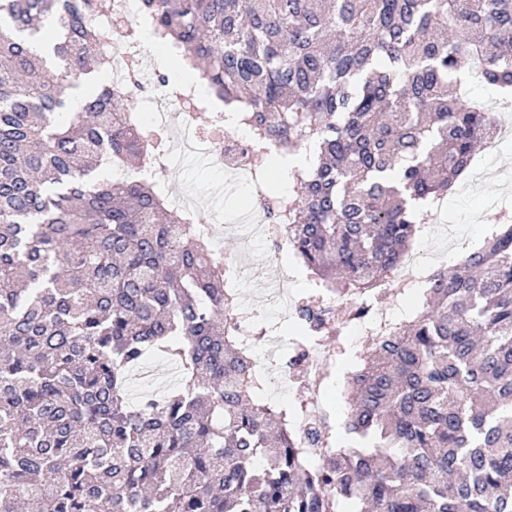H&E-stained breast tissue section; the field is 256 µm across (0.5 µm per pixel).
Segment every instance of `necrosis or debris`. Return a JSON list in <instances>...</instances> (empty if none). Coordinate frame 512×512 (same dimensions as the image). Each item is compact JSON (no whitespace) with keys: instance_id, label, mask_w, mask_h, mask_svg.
Returning <instances> with one entry per match:
<instances>
[{"instance_id":"4bbe7bcc","label":"necrosis or debris","mask_w":512,"mask_h":512,"mask_svg":"<svg viewBox=\"0 0 512 512\" xmlns=\"http://www.w3.org/2000/svg\"><path fill=\"white\" fill-rule=\"evenodd\" d=\"M147 22L138 0H112L110 10L94 17V25L107 33L100 50L112 66L113 80L127 79L129 60L146 55L139 32ZM134 87L142 91L145 107L142 112L132 113V122L147 121L151 128L165 135L164 141L151 143L153 164L166 165L178 158L199 156L221 173L247 175L253 207L242 216L238 229L244 240L260 239L265 244L283 248L288 241V223L272 218L273 199L263 188L257 165L260 156L274 150V141L239 134L236 127L229 124L227 112L214 110L212 103L200 98L194 88L159 76L138 79ZM201 110L209 111L212 118L213 130L207 134L193 124L194 116ZM287 350L289 364L301 368L295 390L302 393L303 398L296 429L303 434L316 435L315 441H302L301 455L308 463L318 465L328 454L333 432L323 405L310 402L308 396L319 391L328 379L332 354L314 333L289 339Z\"/></svg>"}]
</instances>
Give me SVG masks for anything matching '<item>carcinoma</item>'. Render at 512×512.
<instances>
[{
    "label": "carcinoma",
    "mask_w": 512,
    "mask_h": 512,
    "mask_svg": "<svg viewBox=\"0 0 512 512\" xmlns=\"http://www.w3.org/2000/svg\"><path fill=\"white\" fill-rule=\"evenodd\" d=\"M163 42L291 171L288 245L330 290L411 248L496 125L461 68L512 99V0H141ZM110 0H0V512H512V224L436 272L424 308L372 338L345 429L301 460L258 385L205 236L161 186L105 86L91 16ZM331 309L301 304L323 334ZM169 386L130 399L154 355Z\"/></svg>",
    "instance_id": "1"
}]
</instances>
